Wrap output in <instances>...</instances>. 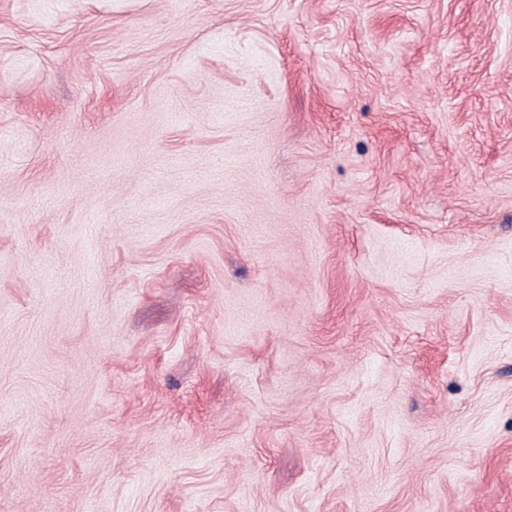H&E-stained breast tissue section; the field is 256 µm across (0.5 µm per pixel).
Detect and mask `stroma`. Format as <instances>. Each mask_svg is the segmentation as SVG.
<instances>
[{
  "label": "stroma",
  "instance_id": "1",
  "mask_svg": "<svg viewBox=\"0 0 512 512\" xmlns=\"http://www.w3.org/2000/svg\"><path fill=\"white\" fill-rule=\"evenodd\" d=\"M0 512H512V0H0Z\"/></svg>",
  "mask_w": 512,
  "mask_h": 512
}]
</instances>
